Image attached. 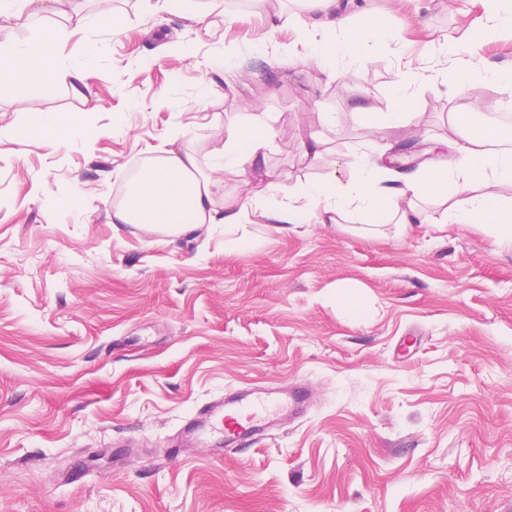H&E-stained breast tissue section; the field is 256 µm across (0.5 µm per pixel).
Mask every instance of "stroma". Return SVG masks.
<instances>
[{"mask_svg": "<svg viewBox=\"0 0 512 512\" xmlns=\"http://www.w3.org/2000/svg\"><path fill=\"white\" fill-rule=\"evenodd\" d=\"M358 2L394 37L343 82L322 59L289 58L293 0H190L202 25L158 0H111L117 26L60 51L88 63L87 101L35 83L19 101L0 82V512H499L512 499V249L445 223L433 199L428 223L400 238L274 218L285 186L360 151L364 113L395 109L391 81L409 61L429 59L412 88L415 151L387 133L371 146L399 171L447 160L449 113L474 131L491 120L474 92L512 105L481 79L454 93L453 58L428 55L484 27L482 0ZM50 112L81 116L87 138L39 136ZM255 115L276 132L266 159L280 190L215 175L217 206L246 209L245 223L178 236L111 223L170 142L206 167ZM312 134L327 150L310 165ZM69 195L79 213L60 208ZM296 378L316 403L261 444L176 452L199 406Z\"/></svg>", "mask_w": 512, "mask_h": 512, "instance_id": "obj_1", "label": "stroma"}]
</instances>
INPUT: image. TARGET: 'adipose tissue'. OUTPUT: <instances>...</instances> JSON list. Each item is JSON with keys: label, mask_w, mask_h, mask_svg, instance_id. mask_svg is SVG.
<instances>
[{"label": "adipose tissue", "mask_w": 512, "mask_h": 512, "mask_svg": "<svg viewBox=\"0 0 512 512\" xmlns=\"http://www.w3.org/2000/svg\"><path fill=\"white\" fill-rule=\"evenodd\" d=\"M305 13L293 14L292 23L307 34L306 13L318 11L330 20L322 37L312 45L314 54L326 61L347 58L362 62L361 50L380 44L386 31L355 22L352 15L339 12L337 0H303ZM110 14L76 15L74 22H61L49 31L25 41H0V76L34 77L45 91L66 84L73 96L83 99L90 74L84 65L62 69L57 65L60 49L75 29L108 22ZM423 61L410 63L397 73L392 83L397 108L379 112L370 135L388 129L407 135L416 115L410 88L423 71ZM449 135L444 143L454 151L447 164L428 163L409 173H399L360 155L345 162L343 174L320 181L289 186L286 200L275 213L281 224H308L312 219L329 218L338 223L356 221L370 226L394 224L397 234H406L425 217L418 202L437 198L445 203L444 217L451 224H479L500 245L512 247V202L500 194L512 186V125H489L471 133L450 115ZM275 137L273 127L261 117L234 129L215 148L216 169L248 168L253 177H267L266 150ZM212 174L202 170L193 148L182 145L165 150L162 157L141 170L133 180L124 203L114 207L111 221L134 224L148 234L176 236L203 224H239L245 210L218 209L214 201Z\"/></svg>", "instance_id": "ef3b65f1"}]
</instances>
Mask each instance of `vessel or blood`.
I'll return each instance as SVG.
<instances>
[{"instance_id":"b4317fda","label":"vessel or blood","mask_w":512,"mask_h":512,"mask_svg":"<svg viewBox=\"0 0 512 512\" xmlns=\"http://www.w3.org/2000/svg\"><path fill=\"white\" fill-rule=\"evenodd\" d=\"M310 386L295 380L285 387L245 388L205 404L192 418L188 432L197 447L222 453L224 449L259 441L313 400Z\"/></svg>"}]
</instances>
